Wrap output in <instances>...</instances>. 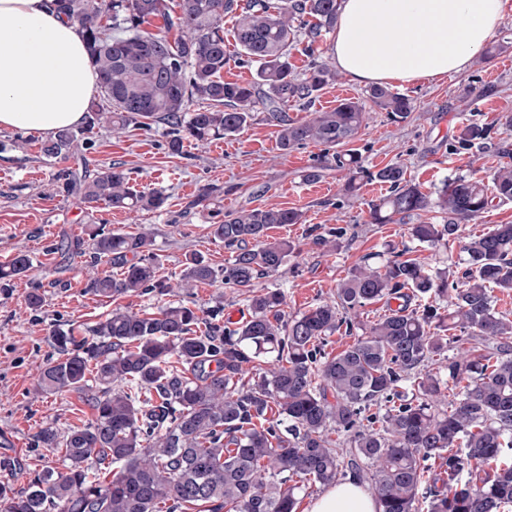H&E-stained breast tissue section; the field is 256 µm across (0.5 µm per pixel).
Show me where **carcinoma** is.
I'll list each match as a JSON object with an SVG mask.
<instances>
[{
	"mask_svg": "<svg viewBox=\"0 0 512 512\" xmlns=\"http://www.w3.org/2000/svg\"><path fill=\"white\" fill-rule=\"evenodd\" d=\"M49 8L76 24L102 92L82 128L60 129L42 142L43 156L58 163L93 149L95 129L103 126L122 133L161 124L177 154L186 141L234 135L254 113L267 112L279 119L286 152L349 144L368 102L395 122L416 109L412 98L375 85L366 103L345 99L301 121L283 115L336 81L325 63L297 77L290 56L304 41L314 51L321 32L336 25L339 0H49ZM226 14L237 18L238 63L257 67L253 82L222 76L230 61ZM155 20L162 27L153 32ZM489 135V127L471 121L457 142L471 147ZM333 159L346 171L345 190L356 191L357 153ZM370 179L388 186L370 204L375 224H403L433 211L448 216L410 231L434 249L460 243L461 274L433 273L414 259L365 262L338 284L336 299L284 322L282 293L254 286L291 252L267 231L301 223L299 210L225 213L212 235L230 251L229 262L219 270L191 255L174 285L158 275L151 232L95 226L63 246L64 258L88 255L87 288L98 296L220 283L248 294L249 319L229 328L203 318L195 305L173 302L151 314L115 308L80 339L72 328L52 326L55 356L39 366L38 386L91 394L93 418L64 433L53 426L39 431L44 447L64 449L63 468L29 474L22 491L0 483V512H296L305 483L329 486L346 474L367 483L379 512H500L511 505L512 464L486 473L483 466L512 452V320L493 296L495 288L512 291V224L464 242L461 225L495 200L512 202V167L495 171L490 187L471 172L432 193L407 180L397 163ZM55 183L91 209L161 212L168 201L115 163L88 175L63 167ZM104 263L122 265L121 277L99 269ZM31 268L30 256L16 252L0 264V288ZM381 300L399 305L387 307L347 349L324 353L329 336ZM436 356L438 371H423ZM449 380L461 385L451 400ZM403 382L405 393L398 391ZM394 397L399 406L365 415ZM271 409L276 423L265 427L260 421ZM331 430L350 434L346 456L331 447ZM437 457L439 471L424 478L423 463Z\"/></svg>",
	"mask_w": 512,
	"mask_h": 512,
	"instance_id": "cac0c4a2",
	"label": "carcinoma"
}]
</instances>
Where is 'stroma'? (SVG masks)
Masks as SVG:
<instances>
[{
  "mask_svg": "<svg viewBox=\"0 0 512 512\" xmlns=\"http://www.w3.org/2000/svg\"><path fill=\"white\" fill-rule=\"evenodd\" d=\"M491 42L499 47L491 60H474L461 73L403 86L402 94L416 102L404 121L368 112L351 144L364 170L403 164L408 179L428 192L457 175L477 170L489 178L496 168L512 164V155L502 152L503 147L512 148V131L498 125L501 113L512 109V0H505ZM473 120L492 125L491 138L481 148L460 147L455 137ZM17 137L24 140L21 148L0 152V263L20 250L33 260L28 277L8 293L0 292V433L14 438L12 445L0 446V482L17 488L44 462L62 463L60 449L38 446L43 426L63 431L92 418L87 395L47 394L37 385L38 366L54 353L51 326L72 322L83 333L115 307L153 312L167 302L155 293L105 298L90 292L86 256L65 260L56 251L61 242L84 237L88 225L152 231L160 274L175 282L189 255L218 269L228 262L229 252L212 235L213 224L221 222L225 212L264 205L299 209L301 223L269 229L270 238L289 241L293 251L278 273L258 282L259 287L282 292L281 315L286 320L334 299L338 283L364 259L372 257L381 264L391 252L404 250L432 270L459 259V246L436 250L412 239L407 225L371 223L368 204L385 194V186L365 180L356 196H346L345 172L322 147L309 144L281 151L278 128L263 112L236 135L204 145L188 142L178 154L169 151L161 127L120 134L100 129L85 162L93 169L119 163L133 182L164 189L168 206L161 213L87 209L76 198L57 192V166L40 151L43 134L0 129V141ZM313 166L323 167L321 179L303 181L304 171ZM206 187L217 193L204 200L200 194ZM316 233L327 238V245L313 243ZM35 284L44 294L37 313L26 302ZM182 300L207 311L219 309L222 323L231 312L247 310L245 296L218 283L199 285Z\"/></svg>",
  "mask_w": 512,
  "mask_h": 512,
  "instance_id": "1",
  "label": "stroma"
}]
</instances>
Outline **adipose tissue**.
Wrapping results in <instances>:
<instances>
[{"label":"adipose tissue","instance_id":"obj_1","mask_svg":"<svg viewBox=\"0 0 512 512\" xmlns=\"http://www.w3.org/2000/svg\"><path fill=\"white\" fill-rule=\"evenodd\" d=\"M504 0H340L336 67L360 84L412 85L466 69L493 36ZM97 83L75 25L47 0H0V127L52 133L80 125ZM346 480L306 512H376Z\"/></svg>","mask_w":512,"mask_h":512}]
</instances>
